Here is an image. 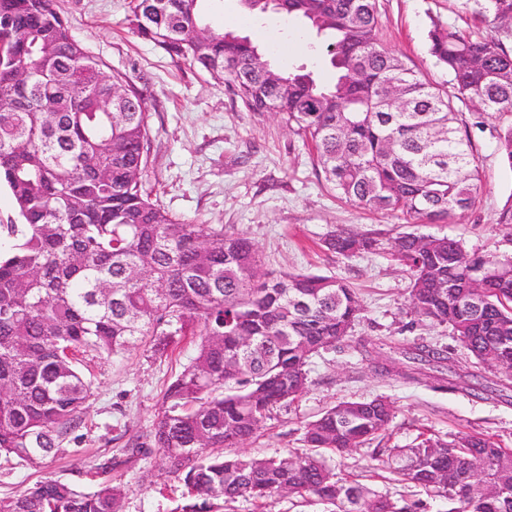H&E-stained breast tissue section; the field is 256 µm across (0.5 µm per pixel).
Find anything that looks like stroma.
Returning a JSON list of instances; mask_svg holds the SVG:
<instances>
[{
  "instance_id": "obj_1",
  "label": "stroma",
  "mask_w": 512,
  "mask_h": 512,
  "mask_svg": "<svg viewBox=\"0 0 512 512\" xmlns=\"http://www.w3.org/2000/svg\"><path fill=\"white\" fill-rule=\"evenodd\" d=\"M133 5V0H55L88 54L105 72L125 77L147 105L144 190L172 217L250 238L266 271L336 276L355 288L361 304L352 336L310 363L306 391L265 419L253 438L224 447L225 456L266 457L301 448L304 424L326 408L382 395L392 402L394 417L379 448L332 453L329 462L376 493L419 503L418 512H451L453 504L445 497L397 483L387 468V451L426 437L449 441L461 432L483 434L512 448V388L484 399L469 395L472 363L447 326L412 313L411 275L386 250L399 233L413 231L456 237L485 255L512 256V226L497 221L512 195V168L496 149L498 120L488 116L480 122L471 109L462 111L480 177L474 205L444 224L410 225L401 213L370 212L336 199L315 171L312 150L280 117L249 111L223 84L139 37L129 25ZM376 10L381 45L444 90L449 77L427 51L432 21L489 30L488 22L475 19L472 0H376ZM207 19L260 45L264 60L277 70H304L325 86L336 81L320 37L298 18L253 15L238 0H221ZM340 227L379 238L383 253L346 258L326 251L325 235ZM363 339L382 343L390 375H376L357 348ZM421 343L448 348L452 373L430 370L418 381L405 378L399 350ZM194 354L185 340L168 358L139 345L121 357L89 361L93 394L78 439H66L57 454L36 464L1 455L0 495L15 494L45 477L91 491L101 480L100 466L115 461L129 488L122 512H175L179 497L168 463L153 448L128 456L126 444L149 433L165 409L166 385ZM332 510L317 500L281 494L238 501L232 512Z\"/></svg>"
}]
</instances>
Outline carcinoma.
Returning <instances> with one entry per match:
<instances>
[{"instance_id": "obj_1", "label": "carcinoma", "mask_w": 512, "mask_h": 512, "mask_svg": "<svg viewBox=\"0 0 512 512\" xmlns=\"http://www.w3.org/2000/svg\"><path fill=\"white\" fill-rule=\"evenodd\" d=\"M207 0H135L131 24L171 57L198 66L253 112L280 116L309 143L336 196L362 208L438 223L469 209L477 193L473 147L454 101L478 115H512V0H481L494 30L463 33L434 21L428 51L453 94L381 46L374 0H281L328 39L331 87L309 73L261 70L248 38L206 21ZM206 29L201 39L196 29ZM128 85L81 55L53 0H0V184L21 220L6 225L0 254V452L44 459L82 424L92 381L88 355L112 358L136 345L162 357L188 336L196 355L165 388L166 409L148 441L176 466V512H220L240 499L288 489L339 512H417L340 477L325 453L370 444L387 429L384 398L343 401L306 423V451L226 458L219 449L253 437L274 410L306 389L309 360L351 335L361 306L346 281L263 269L244 236L169 216L142 190L147 165L144 100L107 106ZM512 169V122L497 132ZM327 251L372 253L379 241L330 232ZM393 260L412 275L414 313L448 326L480 364L512 379V258L470 252L446 235L403 233ZM420 363L451 360L418 344ZM488 481L512 475V449L481 434L424 438L389 449L395 481L456 501L455 512H512V491L474 489L471 460ZM128 488L104 479L84 492L46 478L8 497L0 512H121Z\"/></svg>"}]
</instances>
